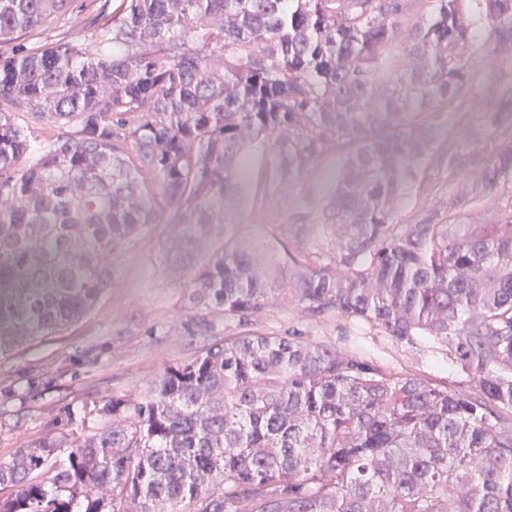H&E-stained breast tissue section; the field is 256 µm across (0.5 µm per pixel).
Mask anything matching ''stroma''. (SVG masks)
Returning <instances> with one entry per match:
<instances>
[{"instance_id":"1","label":"stroma","mask_w":512,"mask_h":512,"mask_svg":"<svg viewBox=\"0 0 512 512\" xmlns=\"http://www.w3.org/2000/svg\"><path fill=\"white\" fill-rule=\"evenodd\" d=\"M99 6L100 0H75L70 11L28 34V47L37 49L60 38L93 47L99 31L91 20ZM471 70L478 94L470 96L465 112L441 113L439 121L453 144L484 159L512 145L511 129L495 130L486 124L492 98L484 91L491 79L512 72V65L489 52L480 40L472 49ZM336 163V151L326 152L308 173L287 182L284 192L271 200L263 192L266 160L252 157L247 198L235 216L239 239L266 247L283 261L301 250L316 255L324 251L325 243L313 230L296 232L290 220L294 214L314 211ZM476 191L481 199L465 210L463 223H486L495 211L512 204V185L502 183L481 190L479 169L464 168L438 191H420L401 200L399 214L406 222L421 209L444 213L451 199ZM170 235V225H157L151 235L115 255L116 280L88 316L64 334L0 361V460L10 459L30 441L53 433L58 424L70 425L78 435L92 433L97 426L95 415L89 412L72 421L69 411L84 406L90 409L114 396L144 394L165 367L189 360L214 336L239 332L238 323L231 320L216 321L211 335L197 328L184 294L186 272L167 268L161 259ZM252 329L270 336L290 333L304 341L331 345L379 367L410 370L454 390L471 387L449 346L432 336L401 344L371 322L333 313L314 317L294 300L268 306L255 318ZM34 376L48 380V388L19 403L14 392L26 388Z\"/></svg>"}]
</instances>
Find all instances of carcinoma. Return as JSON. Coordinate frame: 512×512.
Instances as JSON below:
<instances>
[{"label": "carcinoma", "mask_w": 512, "mask_h": 512, "mask_svg": "<svg viewBox=\"0 0 512 512\" xmlns=\"http://www.w3.org/2000/svg\"><path fill=\"white\" fill-rule=\"evenodd\" d=\"M462 0H119L90 52L24 37L73 0H0V360L83 319L112 256L166 222L200 327L288 297L314 314L434 336L472 389L388 372L334 346L244 330L0 460V512H512V206L461 199L399 223L397 202L477 160L444 145L473 88ZM512 59V0H474ZM410 60L404 70L391 60ZM512 126V91L490 127ZM346 149L313 223L328 262L262 264L232 214L248 157L264 192ZM512 183V147L480 164ZM70 451L57 459L63 447ZM481 190L479 203L469 206L463 213V224H485L491 214L504 206H509L511 202L510 183H501L491 190Z\"/></svg>", "instance_id": "obj_1"}]
</instances>
